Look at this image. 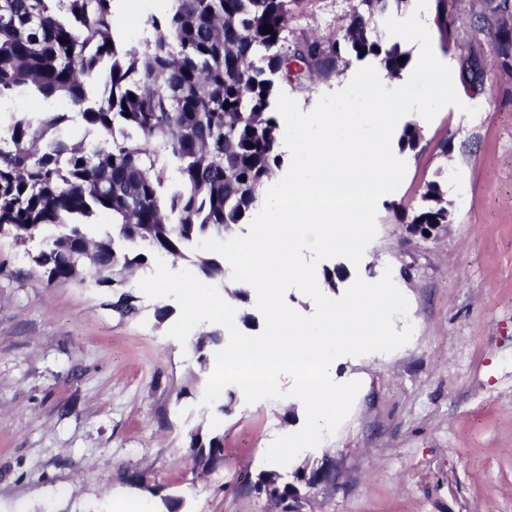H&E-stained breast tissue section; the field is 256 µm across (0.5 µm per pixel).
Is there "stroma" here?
I'll return each mask as SVG.
<instances>
[{"label": "stroma", "mask_w": 512, "mask_h": 512, "mask_svg": "<svg viewBox=\"0 0 512 512\" xmlns=\"http://www.w3.org/2000/svg\"><path fill=\"white\" fill-rule=\"evenodd\" d=\"M356 2L296 0L289 42L335 36ZM168 7L116 0L120 40L139 41ZM450 10L452 40L436 50L454 72L476 54L483 92L457 86L461 107L419 122V146L398 151L406 173L378 202L367 260L316 269L320 278L335 271L334 299L355 278L391 270L409 304L395 328L413 334L389 353L338 358L337 382L361 388L338 430L307 452L325 477L303 512H512V73L487 33L512 25V10L489 12L485 0H451ZM360 66L354 59L339 76L284 91L307 112ZM431 180L451 221L424 240L407 222ZM40 248L0 235V512H113L130 496L152 512H273L254 485L272 441L303 426L302 403L249 404L230 384L203 405L212 369L197 363L193 339L215 324H198L182 343L169 334L180 316L174 298L139 296L137 313L122 317L115 289L46 285L32 261ZM215 426L224 463L203 477L189 436Z\"/></svg>", "instance_id": "35a3bbf8"}]
</instances>
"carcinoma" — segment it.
Instances as JSON below:
<instances>
[{
    "label": "carcinoma",
    "mask_w": 512,
    "mask_h": 512,
    "mask_svg": "<svg viewBox=\"0 0 512 512\" xmlns=\"http://www.w3.org/2000/svg\"><path fill=\"white\" fill-rule=\"evenodd\" d=\"M392 1L405 2L358 0L340 35L291 47L292 0H172L148 20L152 36L127 45L114 33L116 0H0V104L31 95L47 105L0 118V233L45 241L33 261L49 285L124 289L146 252L186 260L191 245L224 239L283 166L271 104L293 61L323 78L349 56L371 57L388 78L403 77L409 53L376 33ZM436 21L451 34L448 0H437ZM489 36L512 69V29ZM460 79L483 92L477 57L462 60ZM59 100L75 115L53 110ZM75 116L86 130L79 140L69 133ZM96 212L113 224L92 238L82 219ZM410 223H448L439 182L425 185ZM192 263L224 279L209 254ZM135 300L126 291L112 309L131 314ZM189 450L193 466L213 471L224 433L198 428Z\"/></svg>",
    "instance_id": "cac0c4a2"
}]
</instances>
